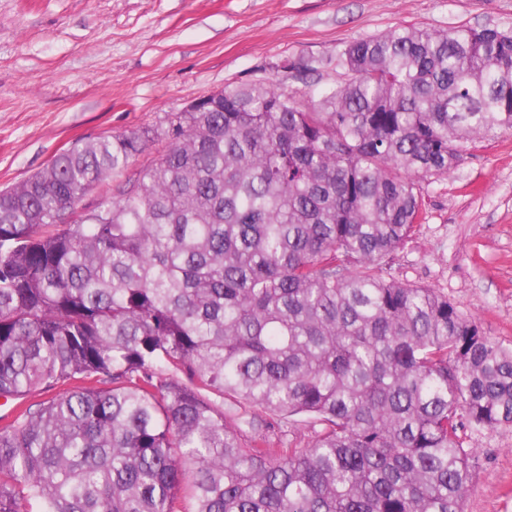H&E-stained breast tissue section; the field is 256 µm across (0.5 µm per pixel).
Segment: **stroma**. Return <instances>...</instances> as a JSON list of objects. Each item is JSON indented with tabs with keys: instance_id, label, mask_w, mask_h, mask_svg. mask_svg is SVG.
<instances>
[{
	"instance_id": "1",
	"label": "stroma",
	"mask_w": 512,
	"mask_h": 512,
	"mask_svg": "<svg viewBox=\"0 0 512 512\" xmlns=\"http://www.w3.org/2000/svg\"><path fill=\"white\" fill-rule=\"evenodd\" d=\"M406 25L512 28V0H0V189L82 142L145 131L126 172L137 177L197 98L336 79L347 43ZM421 188L426 221L389 274L447 296L512 347V130L477 139ZM472 445L464 512H512V428L474 432Z\"/></svg>"
}]
</instances>
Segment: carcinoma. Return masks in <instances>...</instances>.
Segmentation results:
<instances>
[{
  "label": "carcinoma",
  "mask_w": 512,
  "mask_h": 512,
  "mask_svg": "<svg viewBox=\"0 0 512 512\" xmlns=\"http://www.w3.org/2000/svg\"><path fill=\"white\" fill-rule=\"evenodd\" d=\"M339 58L305 91L199 98L135 180L146 132L0 190V512H464L467 431L512 427V349L385 266L419 182L512 129V29ZM299 414L311 441L270 447ZM112 197V180L103 182L98 187L86 193L81 200L78 202L75 213L68 217V220L72 216H76L83 209H92L99 203L109 200Z\"/></svg>",
  "instance_id": "carcinoma-1"
}]
</instances>
